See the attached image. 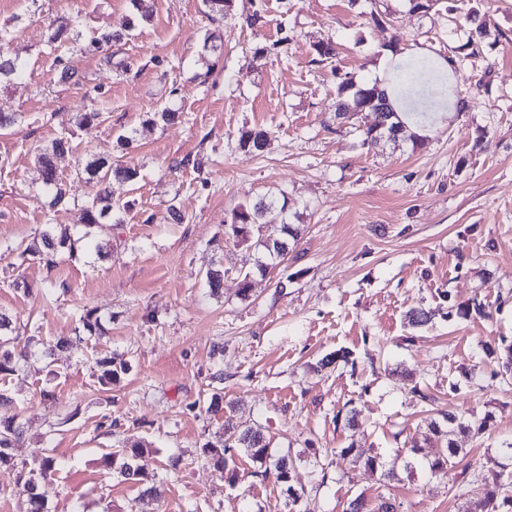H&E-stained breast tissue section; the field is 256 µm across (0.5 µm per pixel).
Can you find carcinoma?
I'll return each mask as SVG.
<instances>
[{"label": "carcinoma", "mask_w": 512, "mask_h": 512, "mask_svg": "<svg viewBox=\"0 0 512 512\" xmlns=\"http://www.w3.org/2000/svg\"><path fill=\"white\" fill-rule=\"evenodd\" d=\"M132 7V19L129 29L133 30L148 24L153 19L152 0H129ZM69 37L76 48L81 51H103V60L112 65V54L108 50L118 35L111 32H100L88 42L80 43V34L69 20L59 22L50 41ZM457 60L454 56L445 59V64L439 66L430 57H422L406 63L395 75L392 90L399 99L412 101L422 94L427 95L436 109H464L465 99L461 97L458 86L452 81L456 73ZM26 64L17 60L0 58V80H11L22 76ZM336 98L344 102L346 111L351 115L360 112L375 114V124L362 131V144L376 142L382 138L396 140L404 132L405 125L394 110L393 100L379 84L358 86L348 77L341 78L336 86ZM180 112L165 106L148 115L142 127L151 129L159 124H168L178 120ZM268 132L261 127L244 128L240 132L238 145L243 150L260 153L266 147ZM72 158L71 140L66 134L54 138L35 157L40 180L49 198L50 209H62L72 205L67 186L60 177V168ZM86 182L92 187L91 197L82 205L83 231L62 224H46L38 231L32 240L19 253L21 259L36 261L47 268L57 263L60 255L66 254L75 259L81 254L95 253L105 258L112 252V243L102 242L93 234V229L104 228L106 225L121 224L124 214L129 210L126 203L113 199L112 182H133L139 172L136 168L120 161L112 160L110 156L88 155L77 161ZM265 229V237L257 241V245L269 256L285 258L288 254V239H297L299 231L288 222L287 203L279 204L271 201L267 204H241L235 209L230 222L224 225V234L237 239L239 242L249 240L252 228ZM205 283L210 293L216 295L223 287L224 271L209 268L204 274ZM79 331L89 339L99 340L107 335V328L101 316L93 309H85L79 316ZM70 338L61 336L48 344L45 350L38 352L41 344L39 337L28 333L10 316L0 313V380L15 372L30 358L40 355L44 358L54 356L57 350L67 348ZM97 382L108 387L127 374L131 365L126 362L112 360V355L96 359ZM14 406L12 398L0 394V408L6 413L0 415V468L14 465L12 449L22 435V423L18 414H7ZM465 431L469 426L458 421L453 413L443 415V423H431V431L438 444L432 458L427 460L431 474L448 473V469L458 465V457L463 449L459 448L452 436L455 430ZM239 449L246 451L250 458L264 467V475H271L280 493L292 502L300 498L298 490L291 484V463L286 456H280L270 447V442L259 429L241 431L226 430L225 439L208 442L204 453L210 457L214 465L224 469L229 484H234L237 478L235 468V452ZM345 453L364 463L372 471L383 469V476L394 478L397 470L413 471L418 461L411 456H396L390 463L380 460L364 448L349 447ZM155 454V449L149 444H133L126 448H115L101 458L102 466L123 478L136 484L142 483L145 477V465ZM60 469L58 459L47 452L37 454L28 465H21L20 479L23 480L20 495L23 497L22 512H47L45 501L38 492V483L54 475ZM474 508L471 512H505L512 509V496H503L497 488H478L475 493ZM400 505L396 501L381 497L376 502H369L362 494L351 499L345 512H398Z\"/></svg>", "instance_id": "carcinoma-1"}]
</instances>
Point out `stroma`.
Segmentation results:
<instances>
[{
	"mask_svg": "<svg viewBox=\"0 0 512 512\" xmlns=\"http://www.w3.org/2000/svg\"><path fill=\"white\" fill-rule=\"evenodd\" d=\"M422 2L233 0L214 22L203 0H154L152 22L132 30L128 0H0V27L14 32L7 53L27 65L0 83V107L20 115L0 131V312L43 340L74 339L54 361L31 360L0 382L24 419L16 461L47 448L63 463L40 483L49 512H343L360 494L393 497L400 512H468L471 497L457 486L512 496L501 454L512 443V374L488 354L512 342V0H488L482 50L459 59L465 111L372 146L359 132L373 113L350 125L334 118L337 74L371 84L386 53L404 64L466 42L452 13L468 0ZM254 12L262 26H248ZM71 16L82 39L121 34L111 52L123 74L100 54L49 44L50 22ZM211 32L214 50L204 45ZM327 41L335 58L313 64L314 44ZM167 101L180 119L143 133L126 156L138 181L112 185L131 208L100 234L111 258L63 256L50 270L21 262L41 225L80 224L90 195L65 166L76 205L49 209L38 150L67 132L76 156L120 159L118 136ZM78 112L97 118L69 124ZM246 126L269 130L262 154L239 149ZM185 157L201 169L175 168ZM272 198L287 199L302 233L263 274L256 243L225 238L224 224L240 204ZM210 267L224 270L217 297L203 280ZM86 308L109 321L100 342L76 338ZM417 308L432 313L426 329L408 324ZM340 349L349 362L319 369ZM104 353L132 366L108 389L94 376ZM215 392L226 406L212 418L202 405ZM352 410L350 427L341 416ZM448 410L487 423L458 436L464 464L448 475L420 466L388 480L345 453L366 448L388 461L414 447L422 463L433 454L429 424ZM228 423L261 429L292 460L298 505L241 452L236 483L225 482L202 447ZM137 442L178 462L159 471L160 498L141 499L139 486L99 465Z\"/></svg>",
	"mask_w": 512,
	"mask_h": 512,
	"instance_id": "35a3bbf8",
	"label": "stroma"
}]
</instances>
